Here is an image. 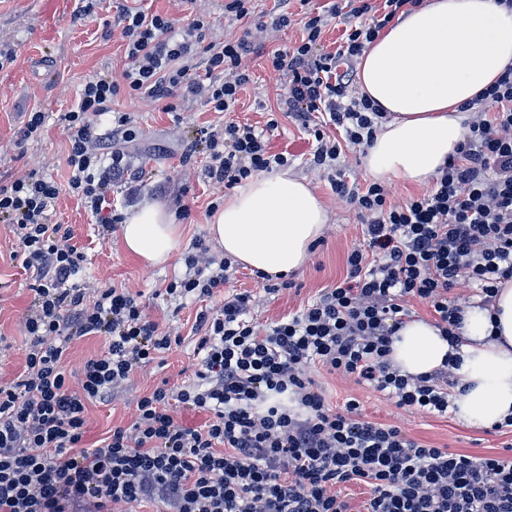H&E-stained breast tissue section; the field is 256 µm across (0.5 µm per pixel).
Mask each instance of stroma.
Here are the masks:
<instances>
[{
	"label": "stroma",
	"instance_id": "obj_1",
	"mask_svg": "<svg viewBox=\"0 0 512 512\" xmlns=\"http://www.w3.org/2000/svg\"><path fill=\"white\" fill-rule=\"evenodd\" d=\"M128 5L168 16L179 24L203 19L207 39L217 42L237 39L255 23L282 14L290 15L292 22L258 33L263 52L248 59L251 80L230 115L213 112L200 95H175L166 103L132 101L123 94L115 99V108L130 117L134 139L127 143L116 134L111 143L124 149L130 164L143 174L135 181L116 179L113 198L122 207L131 201L138 205L158 201L182 211L183 235L170 262L145 268L123 249L118 229L107 231L95 224L72 195L61 193L55 203L54 223L68 225L87 255L77 283L91 290L113 285L140 293L149 318L181 338L180 345L163 354L161 360L138 369L114 401L89 404L88 437L93 441L111 434L115 427L131 425L138 398L164 379L172 386L181 385L196 364L192 325L200 303L187 300L178 308L159 294L171 280L184 274L185 253L195 243L207 242L209 206L227 194L224 187L203 181L205 156L188 152L195 129L208 125L217 128L231 119L260 130L270 119H277V129L268 134L270 150L291 155L289 171L308 178L331 215L323 245L313 250L303 269L292 276L291 287L269 295L250 269L239 266L231 271L224 294H253L250 314L255 321L265 324L296 313L313 302L322 289L334 287L346 276L348 252L362 239V226L354 212L336 198L326 177L308 167L311 137L279 110L288 86L269 68L267 55L301 40L306 9L299 0H252L250 16L239 21L225 14L224 0H128ZM0 52L14 57L11 65L0 69V173L19 175L35 168L65 182L68 140L63 130L64 113L75 104L89 77L108 73L119 83L127 67L112 0H0ZM35 109L46 114L44 131L37 140H21L24 114ZM16 248L12 233L0 225V333L11 344L0 353V381L6 383L23 369L27 338L22 317L32 299L30 279L11 258ZM314 379L330 408L338 410L347 399H357L369 420L400 426L408 437L429 446L490 454L512 444V430L508 428L472 427L452 415L437 417L403 410L370 386L323 371L315 373Z\"/></svg>",
	"mask_w": 512,
	"mask_h": 512
}]
</instances>
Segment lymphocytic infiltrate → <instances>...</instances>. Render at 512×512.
I'll return each mask as SVG.
<instances>
[{"instance_id":"lymphocytic-infiltrate-1","label":"lymphocytic infiltrate","mask_w":512,"mask_h":512,"mask_svg":"<svg viewBox=\"0 0 512 512\" xmlns=\"http://www.w3.org/2000/svg\"><path fill=\"white\" fill-rule=\"evenodd\" d=\"M129 66L122 83L99 73L64 113L68 179L36 170L0 178V224L17 238L14 260L33 280L23 317L28 338L23 371L0 384V512H119L161 503L165 512H350L337 488L370 489L363 512H512V448L474 456L430 447L395 425L366 419L357 399L328 408L310 367L369 383L400 408L447 416L449 370L400 374L390 344L409 315L408 302L431 308L434 324L457 343L467 308L458 291L480 290L491 302L512 279V66L475 99L469 133L425 193L405 202L378 182L347 181L337 166L343 145L366 148L385 119L379 105L353 91L354 64L396 16L420 0H348L310 16L294 45L271 55L288 82L281 112L312 132L310 162L364 230L347 255V276L288 318L268 324L249 316L252 295L240 292L197 312L198 363L191 381L162 385L136 403L133 423L87 443V405L112 401L134 372L179 345L143 311L139 294L75 281L85 253L52 208L61 192L77 197L104 227L121 223L112 208V178L127 173L124 152L103 154L98 117L127 125L114 110L119 92L159 100L205 93L214 111H233L250 81L244 60L258 53L250 36L205 43L203 20L174 26L167 17L114 0ZM345 30L336 51L320 48L325 16ZM204 74L187 60L198 44ZM344 132L326 138L317 113ZM265 131L225 122L198 129L189 153L205 150L204 175L232 188L252 174L286 166ZM202 245L186 273L165 293L209 298L223 288L231 259L211 263ZM103 336L107 346L70 382L71 343ZM207 413L204 424L178 420L175 408Z\"/></svg>"}]
</instances>
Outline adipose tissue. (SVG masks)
<instances>
[{"label": "adipose tissue", "mask_w": 512, "mask_h": 512, "mask_svg": "<svg viewBox=\"0 0 512 512\" xmlns=\"http://www.w3.org/2000/svg\"><path fill=\"white\" fill-rule=\"evenodd\" d=\"M512 64V12L495 0H427L374 42L358 63V87L388 112L365 157L376 179L424 184L464 141L462 107ZM331 216L309 182L287 171L259 174L235 188L207 222L224 256L271 276L307 261ZM124 249L144 265L168 262L181 237L174 212L147 202L120 229ZM458 360L455 413L474 427L512 417V280L489 305L467 309L458 346L434 324L407 321L392 338L391 362L420 376Z\"/></svg>", "instance_id": "adipose-tissue-1"}]
</instances>
